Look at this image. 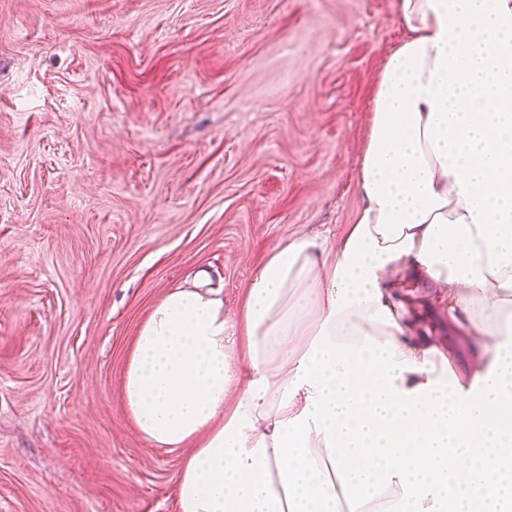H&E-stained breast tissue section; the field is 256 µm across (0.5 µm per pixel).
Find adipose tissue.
<instances>
[{
    "label": "adipose tissue",
    "instance_id": "1",
    "mask_svg": "<svg viewBox=\"0 0 512 512\" xmlns=\"http://www.w3.org/2000/svg\"><path fill=\"white\" fill-rule=\"evenodd\" d=\"M397 8L353 223L277 245L236 314L198 281L138 331L123 397L193 447L180 512H512V0ZM399 272L479 335L468 373ZM394 288L400 290L410 301V308L414 315H419L409 321L413 324L412 335L417 336L421 330L430 336H447L448 309L438 305L432 298L428 288L430 285L415 281L414 279L398 275L394 278Z\"/></svg>",
    "mask_w": 512,
    "mask_h": 512
}]
</instances>
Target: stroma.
<instances>
[{
  "label": "stroma",
  "instance_id": "35a3bbf8",
  "mask_svg": "<svg viewBox=\"0 0 512 512\" xmlns=\"http://www.w3.org/2000/svg\"><path fill=\"white\" fill-rule=\"evenodd\" d=\"M397 0H0V512H178L122 382L198 272L242 303L361 206ZM414 330L447 334L397 276Z\"/></svg>",
  "mask_w": 512,
  "mask_h": 512
}]
</instances>
